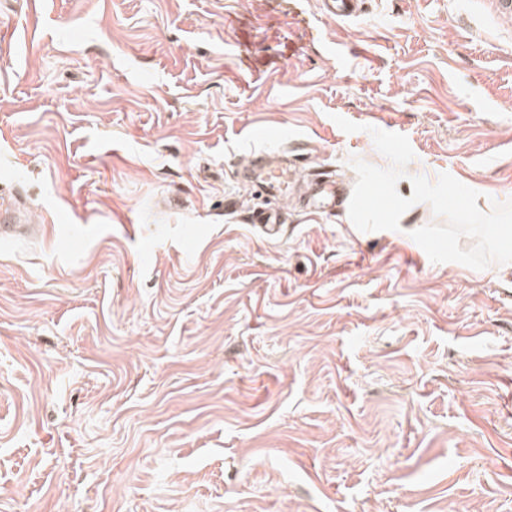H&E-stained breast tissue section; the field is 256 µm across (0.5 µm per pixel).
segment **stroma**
Returning a JSON list of instances; mask_svg holds the SVG:
<instances>
[{
	"mask_svg": "<svg viewBox=\"0 0 512 512\" xmlns=\"http://www.w3.org/2000/svg\"><path fill=\"white\" fill-rule=\"evenodd\" d=\"M497 0H0V512H512V271L312 214L369 127L512 199ZM342 116L360 124L343 132ZM287 152L284 231L241 165ZM21 211L16 203L15 198H11L9 194H0V237L1 239L10 238L22 232L24 227L22 224ZM250 214L252 224H261L263 232L268 238H278L283 232V225L280 224V216L278 213L270 210H251Z\"/></svg>",
	"mask_w": 512,
	"mask_h": 512,
	"instance_id": "stroma-1",
	"label": "stroma"
}]
</instances>
